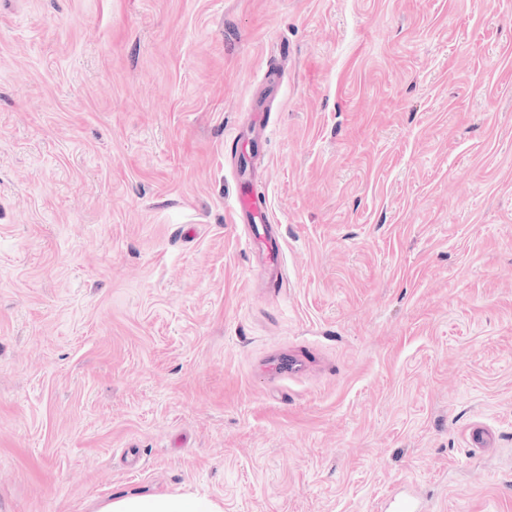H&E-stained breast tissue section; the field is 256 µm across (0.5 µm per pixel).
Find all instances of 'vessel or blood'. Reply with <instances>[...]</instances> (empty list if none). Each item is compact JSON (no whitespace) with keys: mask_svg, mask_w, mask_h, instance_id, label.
<instances>
[{"mask_svg":"<svg viewBox=\"0 0 512 512\" xmlns=\"http://www.w3.org/2000/svg\"><path fill=\"white\" fill-rule=\"evenodd\" d=\"M234 212L242 224L246 243L267 276L266 286L278 292L284 286L285 259L282 237L272 222L265 199L257 195L247 177H240ZM309 358L304 351H276L260 364L263 373L277 382L297 380L306 370ZM380 512H426L425 504L415 495L396 492L384 499Z\"/></svg>","mask_w":512,"mask_h":512,"instance_id":"obj_1","label":"vessel or blood"}]
</instances>
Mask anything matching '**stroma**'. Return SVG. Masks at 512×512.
<instances>
[{"mask_svg":"<svg viewBox=\"0 0 512 512\" xmlns=\"http://www.w3.org/2000/svg\"><path fill=\"white\" fill-rule=\"evenodd\" d=\"M400 485L512 512V0H0V512ZM234 212L242 224L246 243L267 276L266 288L278 293L285 283L282 237L265 199L257 195L248 178L241 175L235 194ZM309 358L306 352L276 351L263 360L259 369L277 382L296 381L307 369Z\"/></svg>","mask_w":512,"mask_h":512,"instance_id":"obj_1","label":"stroma"}]
</instances>
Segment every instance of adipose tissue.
<instances>
[{"mask_svg": "<svg viewBox=\"0 0 512 512\" xmlns=\"http://www.w3.org/2000/svg\"><path fill=\"white\" fill-rule=\"evenodd\" d=\"M94 512H224V503L177 493L125 495L101 501Z\"/></svg>", "mask_w": 512, "mask_h": 512, "instance_id": "1", "label": "adipose tissue"}]
</instances>
